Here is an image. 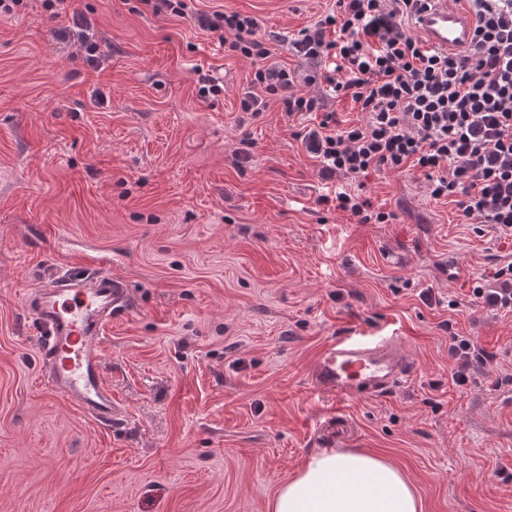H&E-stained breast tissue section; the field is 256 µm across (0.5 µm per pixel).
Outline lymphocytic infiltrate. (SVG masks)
Masks as SVG:
<instances>
[{
  "label": "lymphocytic infiltrate",
  "instance_id": "obj_1",
  "mask_svg": "<svg viewBox=\"0 0 512 512\" xmlns=\"http://www.w3.org/2000/svg\"><path fill=\"white\" fill-rule=\"evenodd\" d=\"M140 2L230 34L229 51L256 66L241 111L263 112L273 99L290 118L319 113L301 138L323 177L413 167L433 198L454 199L462 223L512 235V0H465L474 28L458 53L427 49L409 33L426 0H336L288 40L311 64L304 73L271 62L254 16L200 12L194 0ZM330 96L353 102L365 123L341 126Z\"/></svg>",
  "mask_w": 512,
  "mask_h": 512
}]
</instances>
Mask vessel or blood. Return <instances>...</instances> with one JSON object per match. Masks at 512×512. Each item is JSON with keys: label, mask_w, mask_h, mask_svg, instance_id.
Here are the masks:
<instances>
[{"label": "vessel or blood", "mask_w": 512, "mask_h": 512, "mask_svg": "<svg viewBox=\"0 0 512 512\" xmlns=\"http://www.w3.org/2000/svg\"><path fill=\"white\" fill-rule=\"evenodd\" d=\"M424 43L439 51L469 47L471 17L430 0L415 22ZM123 280L102 268L51 280L31 294V307L43 334L45 379L97 424L111 426L120 416L101 374L103 335L113 315L124 308ZM413 365L394 337L340 336L316 362L312 377L321 391L340 399L374 398L409 377Z\"/></svg>", "instance_id": "b4317fda"}]
</instances>
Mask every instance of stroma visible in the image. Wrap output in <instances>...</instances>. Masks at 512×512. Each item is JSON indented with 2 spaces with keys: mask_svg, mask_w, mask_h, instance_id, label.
Masks as SVG:
<instances>
[{
  "mask_svg": "<svg viewBox=\"0 0 512 512\" xmlns=\"http://www.w3.org/2000/svg\"><path fill=\"white\" fill-rule=\"evenodd\" d=\"M43 0L0 16V512H271L315 455L356 449L422 512H512V312L479 304L512 238L464 224L422 172L323 179L279 102H239L252 60L139 0H74L88 60ZM334 0H197L297 34ZM224 82L204 101L199 75ZM352 190L387 224L322 204ZM129 288L101 362L106 429L42 378L27 294L81 264ZM393 332L412 375L336 401L311 372L336 337ZM489 361L455 385L449 333Z\"/></svg>",
  "mask_w": 512,
  "mask_h": 512,
  "instance_id": "35a3bbf8",
  "label": "stroma"
}]
</instances>
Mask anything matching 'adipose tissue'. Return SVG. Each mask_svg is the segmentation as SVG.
Listing matches in <instances>:
<instances>
[{"instance_id": "obj_1", "label": "adipose tissue", "mask_w": 512, "mask_h": 512, "mask_svg": "<svg viewBox=\"0 0 512 512\" xmlns=\"http://www.w3.org/2000/svg\"><path fill=\"white\" fill-rule=\"evenodd\" d=\"M273 512H421L401 473L372 454L329 451L313 456L277 492Z\"/></svg>"}]
</instances>
